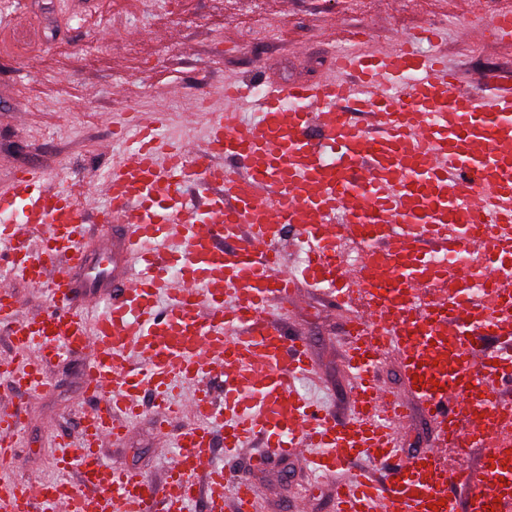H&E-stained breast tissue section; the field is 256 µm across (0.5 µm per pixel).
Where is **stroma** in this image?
<instances>
[{
    "mask_svg": "<svg viewBox=\"0 0 512 512\" xmlns=\"http://www.w3.org/2000/svg\"><path fill=\"white\" fill-rule=\"evenodd\" d=\"M16 10L41 30L46 46L35 67L0 60V183L15 167L35 166L71 185L93 211L104 201L87 182L107 163L99 150L111 138L113 115L163 108L171 114L164 136L200 143L205 130L186 116L189 99L214 95L225 79L252 77L261 60L270 61L272 80L325 76L334 23L370 27L375 45L384 48L395 31L438 15L454 26L470 15L468 0H367L361 10L351 9L349 0H182L174 14L156 0H0V16ZM280 24V40L233 52L243 28L263 31ZM442 49L465 88L512 80L511 44L491 36L471 43L451 33ZM283 325L305 338L313 363L299 388L346 421L355 381L345 367L343 312L331 296L302 287L286 303ZM87 365L79 353L50 363L51 386L35 395L16 389L0 368V400L21 410L13 469L19 482L54 477L55 443L76 439L83 415L93 407L84 392ZM100 454L161 485L175 451L163 447L148 402L127 437L104 443ZM215 460L232 477L261 488L260 512H295L302 500L306 512H332L336 479L313 475L304 456L274 459L255 470L249 450L228 460L219 447Z\"/></svg>",
    "mask_w": 512,
    "mask_h": 512,
    "instance_id": "35a3bbf8",
    "label": "stroma"
}]
</instances>
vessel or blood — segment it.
Returning a JSON list of instances; mask_svg holds the SVG:
<instances>
[{"label":"vessel or blood","instance_id":"1","mask_svg":"<svg viewBox=\"0 0 512 512\" xmlns=\"http://www.w3.org/2000/svg\"><path fill=\"white\" fill-rule=\"evenodd\" d=\"M458 34L512 43V13ZM443 37L397 31L380 50L353 35L335 77L277 81L259 98L247 81H227L223 108L191 107L208 116L200 146L165 138L162 113L118 114L112 140L124 151L96 184L109 206L94 216L40 170L12 172L0 185L12 382L42 392L48 364L81 351L100 406L78 444L57 445V469L79 470L80 484L1 476L0 512H191L201 499L206 512H254L258 488L213 461L216 426L225 450L258 445L257 468L309 454L338 477L335 512H512V402L497 396L512 379V82L461 88L446 55L419 49ZM93 221L122 230L100 240L110 266L94 261ZM289 227L298 266L279 250ZM15 279L48 287L49 310L21 313ZM300 282L350 309L355 397L344 422L297 388L312 370L307 343L272 310ZM385 352L414 383L435 448L403 456L407 403L380 384ZM147 391L163 415L183 407L197 419L173 436L161 486L99 454L128 435ZM17 424L0 413L8 468ZM458 441L486 449L487 474L454 463ZM363 457L383 475L358 468Z\"/></svg>","mask_w":512,"mask_h":512}]
</instances>
